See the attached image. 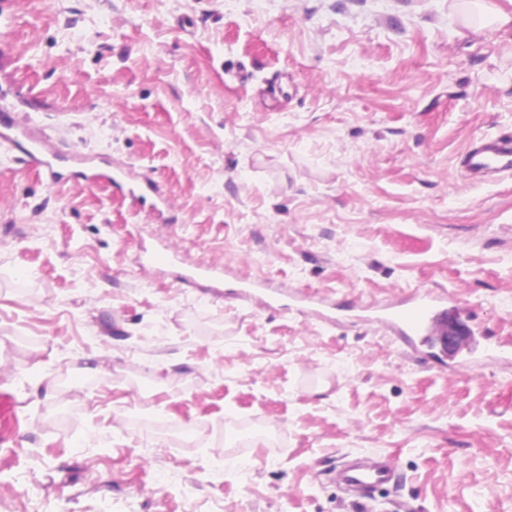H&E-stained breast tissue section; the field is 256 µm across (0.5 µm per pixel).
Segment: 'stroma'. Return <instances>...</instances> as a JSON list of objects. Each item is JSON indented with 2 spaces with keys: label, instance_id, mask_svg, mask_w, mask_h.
<instances>
[{
  "label": "stroma",
  "instance_id": "35a3bbf8",
  "mask_svg": "<svg viewBox=\"0 0 512 512\" xmlns=\"http://www.w3.org/2000/svg\"><path fill=\"white\" fill-rule=\"evenodd\" d=\"M0 88L153 197L48 186L0 150V512H512V356L444 368L362 307L432 289L512 349V25L480 0H0ZM224 268L180 283L157 241ZM280 289L266 306L239 277ZM464 162L473 174L496 171L511 175L512 135L472 142L464 155ZM18 405L12 394L0 392V447L12 448L17 440ZM341 481L348 487L358 491L362 500L359 508L372 511L367 501L378 489L392 484L396 480V470L387 465L375 462L354 464L346 467L340 473Z\"/></svg>",
  "mask_w": 512,
  "mask_h": 512
}]
</instances>
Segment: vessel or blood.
Masks as SVG:
<instances>
[{
  "mask_svg": "<svg viewBox=\"0 0 512 512\" xmlns=\"http://www.w3.org/2000/svg\"><path fill=\"white\" fill-rule=\"evenodd\" d=\"M0 148L15 154L27 167L42 175L48 185L61 183L64 173L83 176L91 165L90 157L75 154L61 158L45 139L33 134L30 126L18 118L14 108H0ZM464 162L474 174L486 171L512 174V135L472 142ZM448 297L431 290H423L408 303L380 309L378 322L391 329L397 340L408 350L417 351L422 338L432 345L448 344ZM18 405L12 394L0 392V447H12L17 440ZM342 482L361 495L359 507L366 512L371 495L392 484L396 479L393 467L366 462L346 467L340 473Z\"/></svg>",
  "mask_w": 512,
  "mask_h": 512,
  "instance_id": "vessel-or-blood-1",
  "label": "vessel or blood"
}]
</instances>
